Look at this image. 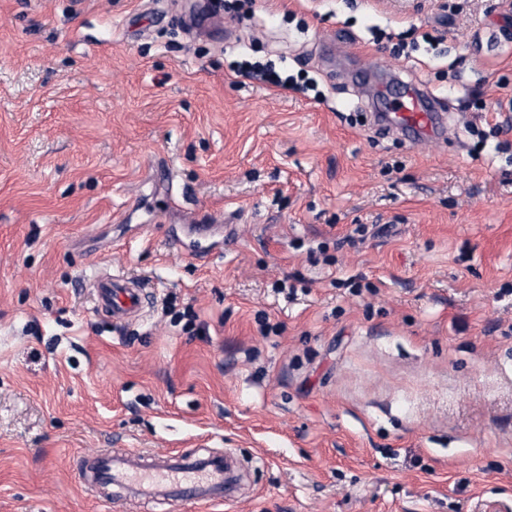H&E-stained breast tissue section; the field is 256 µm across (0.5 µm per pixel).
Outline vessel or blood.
I'll return each instance as SVG.
<instances>
[{"label":"vessel or blood","instance_id":"b4317fda","mask_svg":"<svg viewBox=\"0 0 512 512\" xmlns=\"http://www.w3.org/2000/svg\"><path fill=\"white\" fill-rule=\"evenodd\" d=\"M378 98L383 106L379 112L380 128L397 132L408 140L446 129V114L440 98L419 86L404 83L382 86ZM89 286L95 307L114 320L126 321L139 317L146 299L142 280L122 275L94 276ZM224 459L214 456L207 460L187 461L171 466L141 464L139 454L104 449L91 468H79L78 476L87 487H113L117 495L135 493L150 499L164 496L177 503L193 501H232L228 489L231 474L225 473Z\"/></svg>","mask_w":512,"mask_h":512}]
</instances>
